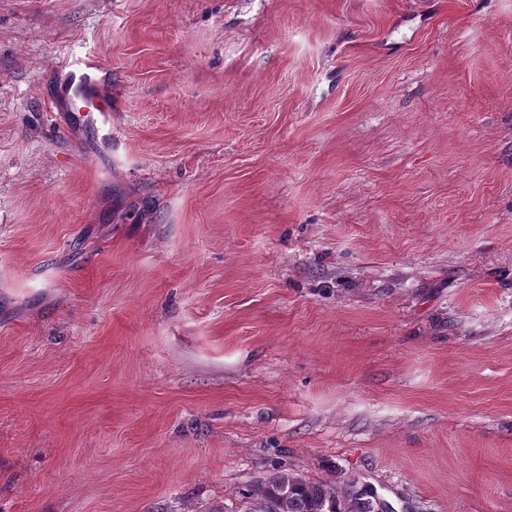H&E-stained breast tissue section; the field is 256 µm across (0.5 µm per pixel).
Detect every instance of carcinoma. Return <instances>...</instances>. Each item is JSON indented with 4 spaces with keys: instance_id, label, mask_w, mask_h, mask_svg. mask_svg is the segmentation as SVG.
Masks as SVG:
<instances>
[{
    "instance_id": "carcinoma-1",
    "label": "carcinoma",
    "mask_w": 512,
    "mask_h": 512,
    "mask_svg": "<svg viewBox=\"0 0 512 512\" xmlns=\"http://www.w3.org/2000/svg\"><path fill=\"white\" fill-rule=\"evenodd\" d=\"M288 489L278 512H373L374 500L352 486L342 492L326 483H312L286 470H276L258 481L252 492L260 500L257 512H269V503Z\"/></svg>"
}]
</instances>
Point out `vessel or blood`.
<instances>
[{
	"instance_id": "1",
	"label": "vessel or blood",
	"mask_w": 512,
	"mask_h": 512,
	"mask_svg": "<svg viewBox=\"0 0 512 512\" xmlns=\"http://www.w3.org/2000/svg\"><path fill=\"white\" fill-rule=\"evenodd\" d=\"M64 96L70 124L111 127L112 85L106 69L94 57L86 56L72 64Z\"/></svg>"
}]
</instances>
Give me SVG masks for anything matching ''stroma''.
<instances>
[{
  "label": "stroma",
  "instance_id": "stroma-1",
  "mask_svg": "<svg viewBox=\"0 0 512 512\" xmlns=\"http://www.w3.org/2000/svg\"><path fill=\"white\" fill-rule=\"evenodd\" d=\"M276 469L512 512V0H0V512ZM107 70L92 56L77 59L71 66L64 96L72 125L112 128V84Z\"/></svg>",
  "mask_w": 512,
  "mask_h": 512
}]
</instances>
